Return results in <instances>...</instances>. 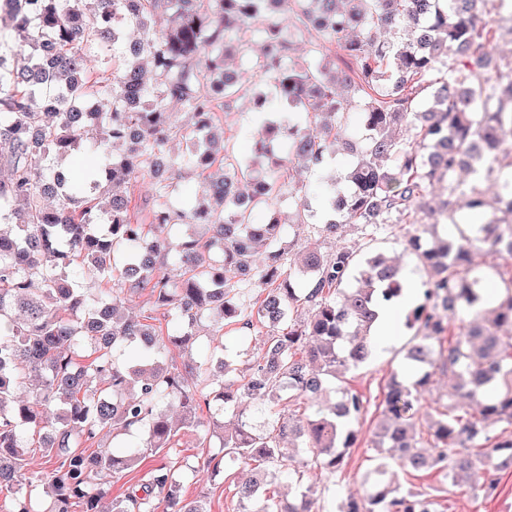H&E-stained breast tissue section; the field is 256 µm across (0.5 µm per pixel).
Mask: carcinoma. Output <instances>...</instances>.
Instances as JSON below:
<instances>
[{
    "instance_id": "obj_1",
    "label": "carcinoma",
    "mask_w": 512,
    "mask_h": 512,
    "mask_svg": "<svg viewBox=\"0 0 512 512\" xmlns=\"http://www.w3.org/2000/svg\"><path fill=\"white\" fill-rule=\"evenodd\" d=\"M502 2L12 0L6 11L25 65L9 68L0 57V216L12 220L0 224V488L13 489L9 512H40L35 481L52 512H69L75 499L86 512H208L203 500L184 498L169 456L182 429L204 426L199 415L212 396L232 423L220 425L224 456L202 468L251 469L238 490L240 512H312L306 471H342L357 441L353 424L367 411L336 380L377 353L379 310L414 286L403 265L365 242L308 250L293 261L305 287L291 277L276 284L294 231L276 200L287 192L308 208L304 174L326 166L352 106L342 88L359 103L361 142H346L353 165L321 190L325 222L317 232L340 236L356 226L372 238L417 223L421 212L434 232L404 239L427 276L422 301L405 317L415 334L379 404L368 486L361 496L338 487L334 508L437 512L432 494L402 488L395 466L435 470L445 481L484 478L469 485L473 497L512 470V60L491 53ZM282 13L293 15L297 30L320 34L304 67L287 65L293 42ZM258 23L263 46L253 71L273 81L276 96L255 92L257 110L270 118L243 161L216 148V119L242 86L225 57ZM91 53L108 58L111 78L91 73ZM344 57L351 66L339 67ZM177 110L190 114L189 125H173ZM403 126L412 140L395 135ZM173 135L185 143L178 156L164 150ZM275 146L300 165L286 175L257 168ZM77 150L107 160L80 175L55 165ZM220 163L224 178L209 184L206 199L168 206L184 170L203 176ZM460 170L494 180V204L478 184L457 181ZM142 172L153 187L145 216L134 198ZM441 183L447 196L426 207V193ZM46 195L61 204L45 207ZM462 210L483 221L467 234L435 231ZM169 224L208 226L212 234L172 248L160 235ZM258 244L266 252L260 269ZM484 247L511 267L486 317L474 258ZM235 278L268 286L255 312L272 326L261 355L233 379L225 359L211 372V355L177 365L173 352L192 347L201 319L217 337L226 323H252ZM145 292L143 313L121 312L125 299ZM455 325L457 338L444 343ZM123 347L135 348L133 360H115ZM433 366L453 384L424 444L415 403ZM300 400L311 402L303 421L286 411ZM136 427L146 431L144 444L85 453L103 431L115 439ZM301 449L307 457L295 466ZM146 452L159 465L144 486L100 510L106 477ZM273 479L292 490L271 491Z\"/></svg>"
}]
</instances>
